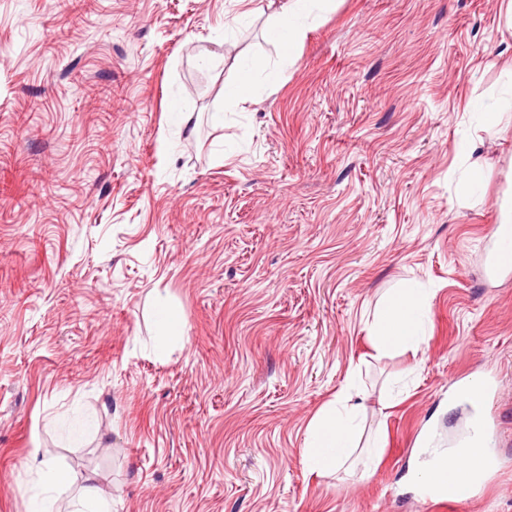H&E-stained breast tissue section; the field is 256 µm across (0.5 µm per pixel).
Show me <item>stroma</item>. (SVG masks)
I'll list each match as a JSON object with an SVG mask.
<instances>
[{
  "mask_svg": "<svg viewBox=\"0 0 512 512\" xmlns=\"http://www.w3.org/2000/svg\"><path fill=\"white\" fill-rule=\"evenodd\" d=\"M268 2L0 0V512H29L35 453L112 512H426L423 452L487 370L498 466L449 512H512V275L484 248L512 111L478 123L512 80L503 0H338L291 62ZM254 56L278 81L226 103ZM415 283L422 352L378 354ZM158 294L186 332L162 353ZM356 391L379 459L311 474L310 421ZM429 305L425 289L401 288L388 296L372 326L378 352L393 348L419 351L425 342L424 318Z\"/></svg>",
  "mask_w": 512,
  "mask_h": 512,
  "instance_id": "35a3bbf8",
  "label": "stroma"
}]
</instances>
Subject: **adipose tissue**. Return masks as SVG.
I'll return each instance as SVG.
<instances>
[{"label":"adipose tissue","instance_id":"adipose-tissue-1","mask_svg":"<svg viewBox=\"0 0 512 512\" xmlns=\"http://www.w3.org/2000/svg\"><path fill=\"white\" fill-rule=\"evenodd\" d=\"M335 0H279L266 28V39L284 55L293 56L312 20L333 8ZM429 295L420 288H402L388 296L372 326L378 352L394 348L419 351L425 341L424 318ZM361 402L346 396L341 406L321 409L308 427L305 467L328 475L342 470L358 446Z\"/></svg>","mask_w":512,"mask_h":512}]
</instances>
